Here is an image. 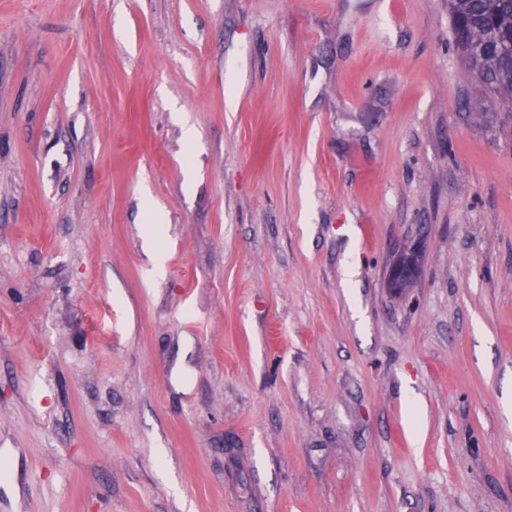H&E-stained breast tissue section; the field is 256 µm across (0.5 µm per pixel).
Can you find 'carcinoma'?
<instances>
[{
	"mask_svg": "<svg viewBox=\"0 0 512 512\" xmlns=\"http://www.w3.org/2000/svg\"><path fill=\"white\" fill-rule=\"evenodd\" d=\"M452 21L472 37L458 43L482 83L512 88V0H448Z\"/></svg>",
	"mask_w": 512,
	"mask_h": 512,
	"instance_id": "1",
	"label": "carcinoma"
}]
</instances>
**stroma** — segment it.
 <instances>
[{"label": "stroma", "instance_id": "obj_1", "mask_svg": "<svg viewBox=\"0 0 512 512\" xmlns=\"http://www.w3.org/2000/svg\"><path fill=\"white\" fill-rule=\"evenodd\" d=\"M510 387L448 0H0V512H512ZM423 249L419 242L401 246L387 270V283H403L411 288L418 280L423 266Z\"/></svg>", "mask_w": 512, "mask_h": 512}]
</instances>
